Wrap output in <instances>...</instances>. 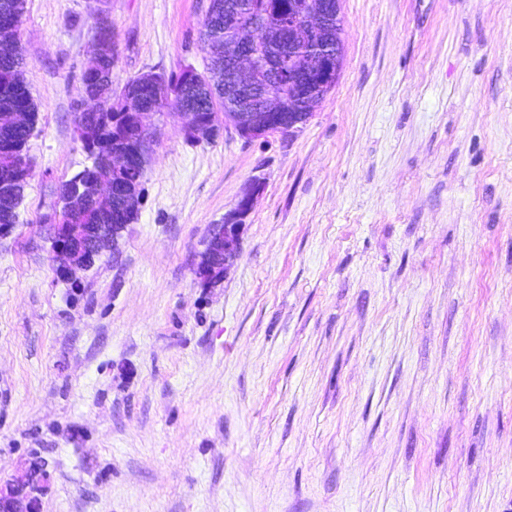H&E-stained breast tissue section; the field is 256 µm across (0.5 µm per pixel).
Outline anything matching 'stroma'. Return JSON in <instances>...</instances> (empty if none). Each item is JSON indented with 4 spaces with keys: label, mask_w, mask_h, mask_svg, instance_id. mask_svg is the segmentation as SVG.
I'll return each instance as SVG.
<instances>
[{
    "label": "stroma",
    "mask_w": 512,
    "mask_h": 512,
    "mask_svg": "<svg viewBox=\"0 0 512 512\" xmlns=\"http://www.w3.org/2000/svg\"><path fill=\"white\" fill-rule=\"evenodd\" d=\"M208 7L27 0L0 479L42 459L41 512H512V0H341L340 77L296 136L193 143L165 108L117 254L57 274L98 15L118 89L203 69ZM259 182L239 200L236 208L224 216L222 224H217L212 244L203 254L202 261L195 269L196 279L203 285L210 284L216 277L227 273L237 256L243 220L251 209L252 199Z\"/></svg>",
    "instance_id": "1"
}]
</instances>
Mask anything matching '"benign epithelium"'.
Instances as JSON below:
<instances>
[{
    "instance_id": "7a95c632",
    "label": "benign epithelium",
    "mask_w": 512,
    "mask_h": 512,
    "mask_svg": "<svg viewBox=\"0 0 512 512\" xmlns=\"http://www.w3.org/2000/svg\"><path fill=\"white\" fill-rule=\"evenodd\" d=\"M270 17L255 15L240 22L237 28V42L243 46L253 44L252 33L270 31ZM288 42L293 44L312 43L315 35L330 28L328 15L321 0H304L298 7L288 8ZM19 27V18L11 15L0 21V43L11 42ZM112 33L108 21L101 17L95 27L94 57L86 67V72L99 71L102 60L111 47ZM341 41H336L327 51L320 63L308 70V82L315 87L314 96L307 100L312 107L322 100L335 86L341 64ZM271 64L254 50H244L235 54L231 75L224 87V123L231 125L242 137L254 139L270 134L293 136L298 133L312 117V113L290 112L283 114L274 111L273 101L278 96V84L270 79ZM121 115L125 116L127 130L134 131V145L128 151L119 152L120 158L112 167V176L75 188L76 195L91 201L96 207L111 214L118 212L124 219V210L132 202L133 191L121 178L120 170L127 162L146 165L148 159L145 133L153 132L157 114L143 112L135 100V94L129 93L122 98ZM185 137L201 141L212 138L218 128L216 115L203 114L195 110L182 109ZM23 151L8 142L0 143V157L18 159L9 170L12 179L23 182L28 179L30 164L22 160ZM257 186H252L239 200L236 208L224 216V221L216 225L212 244L203 254L202 261L195 269L196 279L202 284L212 281L227 272L237 256L240 232L243 220L251 209L252 199ZM104 230L92 224H68L65 221L54 225L51 241V258L56 271L65 277L79 270L92 268V259ZM47 481V474H33L25 467L10 480L0 483V512H37L38 494L42 491L39 482Z\"/></svg>"
}]
</instances>
